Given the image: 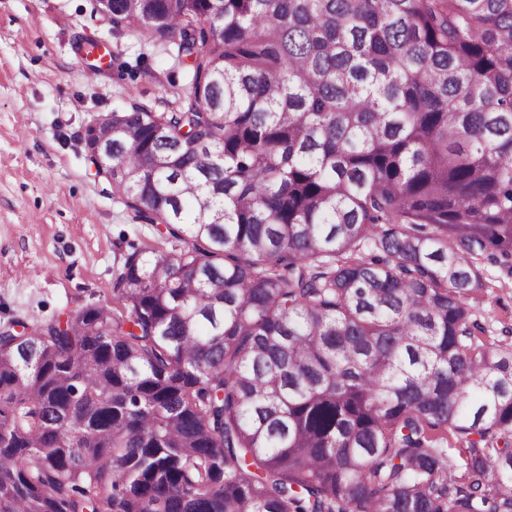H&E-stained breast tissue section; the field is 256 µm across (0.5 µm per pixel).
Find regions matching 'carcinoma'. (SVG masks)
<instances>
[{
	"mask_svg": "<svg viewBox=\"0 0 512 512\" xmlns=\"http://www.w3.org/2000/svg\"><path fill=\"white\" fill-rule=\"evenodd\" d=\"M112 306L0 331V512H512V0H112ZM84 428L60 433L72 418ZM466 455L464 472L448 436ZM480 265L488 288L467 303L471 317L485 329L482 339L497 343L507 339L505 330L512 328V275L487 262Z\"/></svg>",
	"mask_w": 512,
	"mask_h": 512,
	"instance_id": "obj_1",
	"label": "carcinoma"
}]
</instances>
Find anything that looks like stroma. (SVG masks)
Returning a JSON list of instances; mask_svg holds the SVG:
<instances>
[{"label":"stroma","mask_w":512,"mask_h":512,"mask_svg":"<svg viewBox=\"0 0 512 512\" xmlns=\"http://www.w3.org/2000/svg\"><path fill=\"white\" fill-rule=\"evenodd\" d=\"M93 0H0V328L16 331L112 300L118 245L159 237L96 174L84 138L105 113L138 102L177 108L191 75L174 45L92 19ZM112 57L97 76L79 45ZM469 299L493 343L512 328V275L484 264Z\"/></svg>","instance_id":"stroma-1"}]
</instances>
